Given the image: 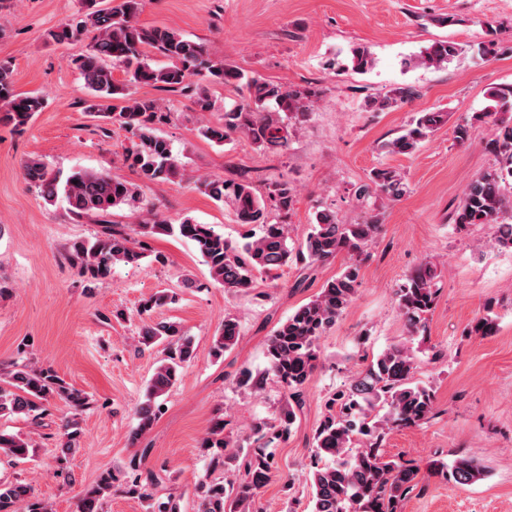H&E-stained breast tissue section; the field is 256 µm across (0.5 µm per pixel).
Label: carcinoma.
<instances>
[{"instance_id":"1","label":"carcinoma","mask_w":512,"mask_h":512,"mask_svg":"<svg viewBox=\"0 0 512 512\" xmlns=\"http://www.w3.org/2000/svg\"><path fill=\"white\" fill-rule=\"evenodd\" d=\"M142 0H116L115 6L99 7V0H82L77 21L51 32L49 37L62 43L91 33L84 54L73 59L88 92L85 111L102 121L117 125L131 134L132 146L124 162L138 169L143 183L169 180L183 175L184 164L171 145L158 134V126L171 119L166 105L156 99L138 98L133 85H152L179 93L193 100L200 112L211 111L215 103L203 83H222L245 88L248 96L240 103L224 106V123H203L198 134L222 145L235 134L251 139L257 148L281 154L306 123L319 99L313 87L285 88L263 81L224 62L204 58L201 44L170 28H144L137 17ZM165 59L158 64L147 49ZM457 54L454 44L439 41L420 55L418 63L440 67ZM113 62L129 67L127 82L112 74ZM352 68L369 70L374 64L366 47L353 49ZM412 96L408 87H396L391 95L370 99V106L385 108L405 102ZM484 112L476 116L490 118L502 130L486 143V150L499 166L480 173L467 186L458 206L454 223L461 228L472 224L497 226L495 243L512 247V224L499 219L512 214V85L488 91ZM45 107L39 94H18L14 90L13 69L0 62V123L21 131ZM444 122L441 112H419L404 134L382 145L386 152L411 153ZM27 181L42 197L52 202L58 197L68 204L78 219L104 216L112 209L139 198L137 187L100 170H78L65 179L48 172L47 166L31 159L23 164ZM210 195L232 207L236 222L248 226L242 241L233 242L211 224H198L191 218L179 224L154 216L149 224H138L133 234L106 227L92 243L76 242L71 263L83 277L101 280L109 277L119 264L133 265L145 257V239L155 235H176L194 244L209 268L212 280L224 290L249 289L254 273L275 278L284 266L295 263L307 269L345 255L348 261L340 273L327 281L314 299L301 305L280 323L269 337L265 375L273 376L284 389V400L270 425L275 436L291 433L302 409L304 388L317 367L318 342L333 327L351 304L358 287L359 264L380 231L378 215L362 224H343L336 213L321 210L300 248L293 246L289 225L270 219V210H289L295 193L286 176L270 182L266 195H257L250 178L214 180L206 183ZM407 190L404 177L395 169L374 172L371 183L358 188L356 200L376 194L392 198ZM113 201H108V198ZM435 270L426 267L408 278L397 293L398 308L411 331H416L434 306L437 289ZM496 319L487 314L478 319L471 332L490 336L496 332ZM240 335L239 319L224 315L222 327L213 344L218 357L232 349ZM145 346L164 344V358L151 378L146 401L137 410V426L131 432L136 441L147 434L157 419L156 400L179 381L182 370L193 355L191 338L175 321H145L139 332ZM415 360L404 345L391 346L357 374L346 390L326 403V413L313 435L312 456L307 475L312 489V512H401V503L419 482L420 466L400 459H388L380 450L387 432L418 426L433 411L432 390L414 381ZM59 399L68 407L60 426L57 460L65 461L80 449L82 415L90 408L89 397L71 387L50 367L12 364L0 368V417L25 416L38 424L47 416L50 401ZM224 418L212 420L204 447L216 448L210 466L223 470L236 463L232 477L203 481L197 488V512H253L252 502L258 489L271 478V455L263 448L240 454L232 438L224 434ZM31 441L0 432V451L25 463L32 459ZM149 453L142 449L128 463L130 491L144 500L153 498L157 479L142 475L141 465ZM430 475L441 476L461 486L472 485L486 477V470L473 458L456 456L451 463L430 459ZM116 476L107 470L82 498L78 512H101L105 499L112 495ZM52 512L50 504L37 498L33 488L22 481L0 482V512Z\"/></svg>"}]
</instances>
